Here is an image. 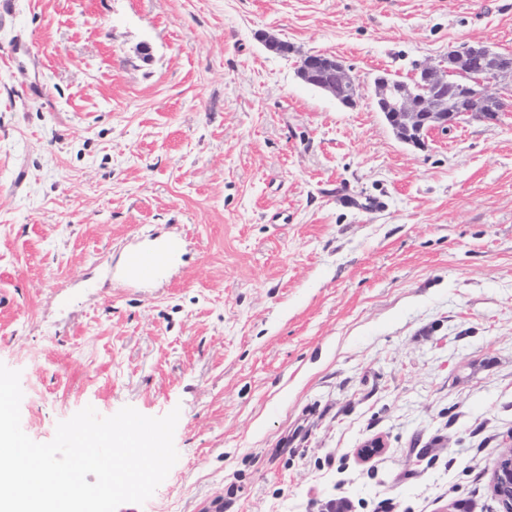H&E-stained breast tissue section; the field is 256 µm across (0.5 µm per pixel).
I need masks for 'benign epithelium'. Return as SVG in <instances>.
I'll return each instance as SVG.
<instances>
[{
	"label": "benign epithelium",
	"mask_w": 512,
	"mask_h": 512,
	"mask_svg": "<svg viewBox=\"0 0 512 512\" xmlns=\"http://www.w3.org/2000/svg\"><path fill=\"white\" fill-rule=\"evenodd\" d=\"M447 58L425 64L413 83L375 78L373 101L405 144L424 146L431 130H446L463 123H497L512 109V59L479 43H462L448 51ZM297 75L305 84L331 94L337 102L350 106L358 98V86L350 68L340 59L321 53L307 54L297 64ZM467 100L471 108L462 111L454 104ZM386 448L383 438L365 440L358 454L369 459ZM492 486L503 500L505 512H512V450L500 452L492 470Z\"/></svg>",
	"instance_id": "benign-epithelium-1"
}]
</instances>
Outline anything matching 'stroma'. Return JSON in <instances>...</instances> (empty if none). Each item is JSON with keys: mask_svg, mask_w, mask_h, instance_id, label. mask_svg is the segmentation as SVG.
I'll return each mask as SVG.
<instances>
[{"mask_svg": "<svg viewBox=\"0 0 512 512\" xmlns=\"http://www.w3.org/2000/svg\"><path fill=\"white\" fill-rule=\"evenodd\" d=\"M9 2L0 363L23 431L180 409L176 464L117 512H504L512 115L417 149L372 94L464 42L512 53V0ZM308 53L350 66L355 107L298 78ZM170 235L166 286H129L124 251ZM492 486L503 500L505 512L512 511V450L511 448L500 452L492 470Z\"/></svg>", "mask_w": 512, "mask_h": 512, "instance_id": "35a3bbf8", "label": "stroma"}]
</instances>
